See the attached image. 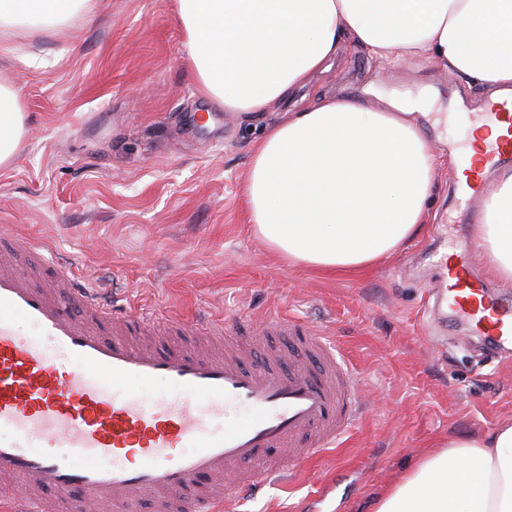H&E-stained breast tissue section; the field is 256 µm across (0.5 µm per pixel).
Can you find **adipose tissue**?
<instances>
[{
	"mask_svg": "<svg viewBox=\"0 0 512 512\" xmlns=\"http://www.w3.org/2000/svg\"><path fill=\"white\" fill-rule=\"evenodd\" d=\"M95 0H0V33L84 18ZM200 95L243 115L285 102L353 44L385 65L421 59L467 85H512V0H176ZM403 102L320 101L268 126L245 179L248 222L273 254L325 275L363 273L417 238L438 155ZM25 135L0 83V168ZM477 242L512 285V168L498 169ZM372 512H512V420L449 440L375 500Z\"/></svg>",
	"mask_w": 512,
	"mask_h": 512,
	"instance_id": "obj_1",
	"label": "adipose tissue"
}]
</instances>
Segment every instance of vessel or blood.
<instances>
[{
    "label": "vessel or blood",
    "instance_id": "b4317fda",
    "mask_svg": "<svg viewBox=\"0 0 512 512\" xmlns=\"http://www.w3.org/2000/svg\"><path fill=\"white\" fill-rule=\"evenodd\" d=\"M479 118L508 135L487 145V169L512 161V98ZM22 253L54 270L55 292L0 267V504L46 512L48 495L71 512L108 496L128 512L144 500L155 512H214L283 478L288 466L337 445L362 414L359 378L325 333L277 318L256 326L233 319L116 313L101 282L52 266L30 241ZM448 306L473 332L512 343V305L488 299L468 263L448 274ZM35 327L20 332L18 320ZM219 337L200 351L142 345L136 335ZM280 336L313 362L285 372L268 355L242 363L230 341ZM165 380L172 394L144 398L132 381ZM240 416L224 423L227 412Z\"/></svg>",
    "mask_w": 512,
    "mask_h": 512
}]
</instances>
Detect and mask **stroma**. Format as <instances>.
<instances>
[{
  "mask_svg": "<svg viewBox=\"0 0 512 512\" xmlns=\"http://www.w3.org/2000/svg\"><path fill=\"white\" fill-rule=\"evenodd\" d=\"M186 58L175 0H97L90 18L0 40V82L26 127L0 169V248L39 239L142 312L282 316L332 334L364 379L357 428L233 512H370L429 450L512 419V359L452 316L438 340L426 332L438 261L468 243L489 277L455 193L488 92L420 59L387 75L350 47L281 108L247 118L199 97ZM340 93L376 110L416 101L412 118L443 160L422 236L366 275L329 278L288 266L253 233L244 183L265 126Z\"/></svg>",
  "mask_w": 512,
  "mask_h": 512,
  "instance_id": "stroma-1",
  "label": "stroma"
}]
</instances>
